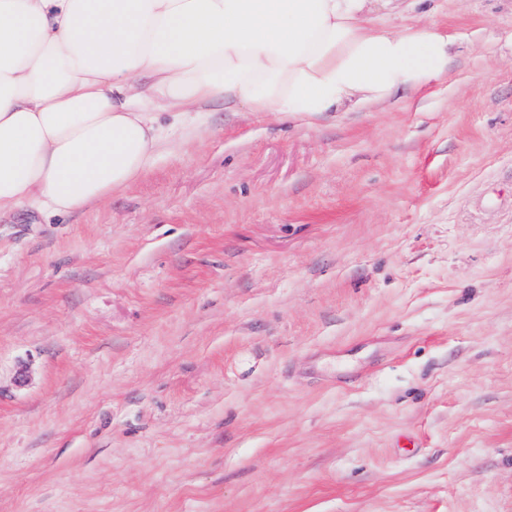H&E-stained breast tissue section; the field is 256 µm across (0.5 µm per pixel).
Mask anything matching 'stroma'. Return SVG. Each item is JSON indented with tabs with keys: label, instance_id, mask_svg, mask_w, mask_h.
<instances>
[{
	"label": "stroma",
	"instance_id": "1",
	"mask_svg": "<svg viewBox=\"0 0 512 512\" xmlns=\"http://www.w3.org/2000/svg\"><path fill=\"white\" fill-rule=\"evenodd\" d=\"M370 9L445 75L0 213V512H512V0Z\"/></svg>",
	"mask_w": 512,
	"mask_h": 512
}]
</instances>
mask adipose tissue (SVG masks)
I'll use <instances>...</instances> for the list:
<instances>
[{
  "mask_svg": "<svg viewBox=\"0 0 512 512\" xmlns=\"http://www.w3.org/2000/svg\"><path fill=\"white\" fill-rule=\"evenodd\" d=\"M369 2L0 0V212L63 214L136 182L167 142L158 109L310 117L439 80L453 38L376 27Z\"/></svg>",
  "mask_w": 512,
  "mask_h": 512,
  "instance_id": "adipose-tissue-1",
  "label": "adipose tissue"
}]
</instances>
